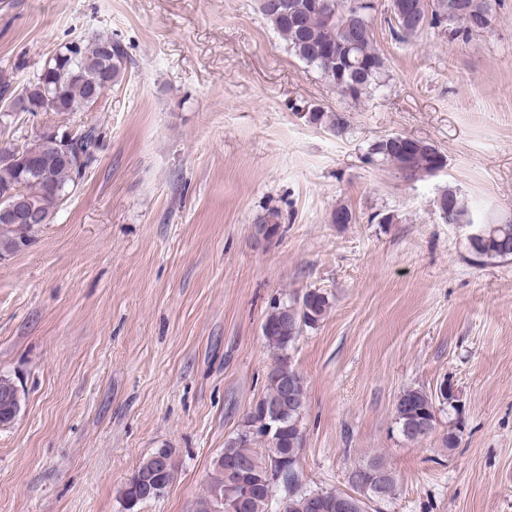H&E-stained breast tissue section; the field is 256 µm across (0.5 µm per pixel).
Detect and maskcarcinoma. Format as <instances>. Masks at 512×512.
Returning a JSON list of instances; mask_svg holds the SVG:
<instances>
[{
	"instance_id": "cac0c4a2",
	"label": "carcinoma",
	"mask_w": 512,
	"mask_h": 512,
	"mask_svg": "<svg viewBox=\"0 0 512 512\" xmlns=\"http://www.w3.org/2000/svg\"><path fill=\"white\" fill-rule=\"evenodd\" d=\"M497 0H391L392 33L406 40L417 36L427 27L448 29L452 40L468 39L487 31L493 23ZM371 0H261V11L267 21L283 37L289 49L307 66L316 69L326 82L345 99L354 102L386 86L385 59L374 43L369 11ZM128 52L121 40L110 36L88 41H75L61 46L45 63L36 79L25 85L0 79V103L13 108L21 95H26L30 112H78L99 102V92L122 84L127 71ZM304 117L312 124L331 127L336 136L347 133L348 122L339 113L310 110ZM398 134L388 135L371 147V154L389 162L403 179L414 181L434 174L445 166V156L432 144L419 147L399 145ZM100 134L90 127L77 136L74 152L91 163L98 149ZM33 154L37 168L31 174L16 169L0 159V189L24 183L25 192L41 214L40 223L50 224L58 210L57 198L79 186L84 174L62 157L57 143L36 135L19 143ZM448 201L443 219L450 224H470L472 219L459 193L453 187L441 192ZM482 235L468 238L470 261L483 265L489 261L512 260V222L483 224ZM33 231L18 223L0 221V254L19 249L31 239ZM331 307L330 297L322 291L313 293L302 303L295 297L287 302H275L262 324V335L273 351L272 368L276 375H267L265 392L251 406L242 428L254 434L243 440L239 434L229 437L224 450L212 463V476L207 493L197 502L196 512H229L224 504L228 481L250 485V496L234 512H274L277 493H285L283 512H338L337 502L344 490H301L303 479L299 465L286 472L269 486L265 473L275 469L267 447L259 446L264 429V406L280 399L282 382L300 376L290 362L289 350L298 336L285 325V313L297 314L301 327L312 328L324 320ZM461 412V405L442 401L421 388H406L395 403L396 423L401 434L411 440L427 436L434 426L436 405ZM304 408L284 403L277 451L299 460L303 433L300 427ZM248 460L252 468L247 473L231 471V462ZM386 475L387 492L384 500L393 497L396 478L380 458L363 465ZM178 470L174 455H169L167 470L157 471L152 457L142 459L134 474L120 492L128 503L126 512L155 499L148 493L149 483H160L165 492Z\"/></svg>"
}]
</instances>
